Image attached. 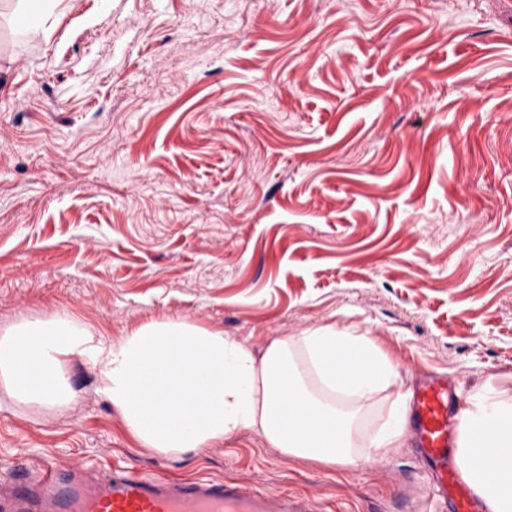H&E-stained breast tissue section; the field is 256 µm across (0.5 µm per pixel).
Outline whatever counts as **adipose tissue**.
Returning <instances> with one entry per match:
<instances>
[{"label":"adipose tissue","instance_id":"obj_1","mask_svg":"<svg viewBox=\"0 0 512 512\" xmlns=\"http://www.w3.org/2000/svg\"><path fill=\"white\" fill-rule=\"evenodd\" d=\"M89 361L97 393L140 448L162 455L215 448L241 432L291 459L344 468L387 455L410 435L404 394L360 446L375 396L399 378L375 340L336 324L272 340L262 353L182 319L151 320L116 340L66 314L0 329V397L56 412L76 399L70 364ZM461 478L487 512H512V390L470 397L458 426Z\"/></svg>","mask_w":512,"mask_h":512}]
</instances>
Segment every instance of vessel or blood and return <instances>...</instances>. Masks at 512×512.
<instances>
[{
  "mask_svg": "<svg viewBox=\"0 0 512 512\" xmlns=\"http://www.w3.org/2000/svg\"><path fill=\"white\" fill-rule=\"evenodd\" d=\"M459 409L447 378L423 380L410 404L417 449L434 480L437 505L484 512V502L459 477L455 426ZM0 512H319L309 497L251 490L223 479L173 480L116 467L105 475L44 467L22 476Z\"/></svg>",
  "mask_w": 512,
  "mask_h": 512,
  "instance_id": "b4317fda",
  "label": "vessel or blood"
}]
</instances>
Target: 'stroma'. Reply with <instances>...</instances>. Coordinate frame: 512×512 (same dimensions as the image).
Masks as SVG:
<instances>
[{
  "instance_id": "stroma-1",
  "label": "stroma",
  "mask_w": 512,
  "mask_h": 512,
  "mask_svg": "<svg viewBox=\"0 0 512 512\" xmlns=\"http://www.w3.org/2000/svg\"><path fill=\"white\" fill-rule=\"evenodd\" d=\"M501 0H0V326L117 339L181 318L264 349L336 323L401 392L512 389V13ZM76 409H0V485L53 462L231 479L323 512H425L413 446L355 467L251 432L138 448L71 364ZM20 2H26V5L25 9L21 6V10L18 15V23L22 28H25L31 24H38L49 7H55L58 5L54 2L62 1L20 0Z\"/></svg>"
}]
</instances>
